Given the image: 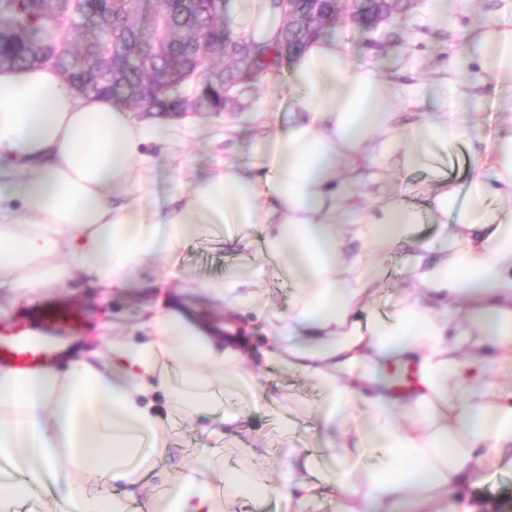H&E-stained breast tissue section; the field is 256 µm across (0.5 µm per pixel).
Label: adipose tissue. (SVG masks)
Returning <instances> with one entry per match:
<instances>
[{
  "label": "adipose tissue",
  "instance_id": "1",
  "mask_svg": "<svg viewBox=\"0 0 512 512\" xmlns=\"http://www.w3.org/2000/svg\"><path fill=\"white\" fill-rule=\"evenodd\" d=\"M226 18L257 43L274 42L282 27L269 0H232ZM472 44L511 113L512 25L483 22ZM277 92L288 123L260 141L253 171L222 163L153 212L144 204L149 176L132 190L125 182L148 138L170 139L171 128L147 130L123 105L80 95L52 64L0 70V312L77 277L124 288L137 268L166 260L207 227L259 228L249 273L203 290L227 308L266 313L267 263L285 256L292 302L274 317L265 357L325 389L324 421L346 439L343 455L326 462L339 512H400L409 496L428 512H450L460 491L512 454V130L484 139L452 107L399 126V86L333 36L293 56ZM460 141L470 150L463 193L435 156ZM392 159L434 173L427 209L383 193L372 207L356 206ZM427 220L448 225L446 256L419 245L410 298L361 322L367 279ZM142 328L145 339L115 340L105 353L74 347L63 370L25 376L0 367V462L15 472L0 478V512L64 470L112 482V496L83 499L82 512H120L153 465L164 399L177 398L191 416L210 406L216 383L228 396L256 388L234 318L219 330L194 323L170 299ZM190 356L203 371L187 369ZM394 366L413 367L417 386L394 390ZM291 454L283 497L308 512L317 497L303 476L310 461ZM365 456L379 464L355 477L352 462ZM268 492L238 471L225 473L220 489L190 476L161 509L214 512L217 494Z\"/></svg>",
  "mask_w": 512,
  "mask_h": 512
}]
</instances>
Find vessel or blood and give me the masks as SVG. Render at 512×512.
<instances>
[{"label": "vessel or blood", "mask_w": 512, "mask_h": 512, "mask_svg": "<svg viewBox=\"0 0 512 512\" xmlns=\"http://www.w3.org/2000/svg\"><path fill=\"white\" fill-rule=\"evenodd\" d=\"M85 320L83 311L62 301L35 306L27 321L0 323V364L38 374L58 363Z\"/></svg>", "instance_id": "vessel-or-blood-1"}]
</instances>
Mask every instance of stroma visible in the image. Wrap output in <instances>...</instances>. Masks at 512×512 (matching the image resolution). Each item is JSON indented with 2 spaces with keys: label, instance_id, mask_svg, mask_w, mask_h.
Wrapping results in <instances>:
<instances>
[{
  "label": "stroma",
  "instance_id": "35a3bbf8",
  "mask_svg": "<svg viewBox=\"0 0 512 512\" xmlns=\"http://www.w3.org/2000/svg\"><path fill=\"white\" fill-rule=\"evenodd\" d=\"M487 19L512 23V0H414L411 7L387 32H372L338 18L332 28L342 33L349 52L359 60L377 61L385 76L406 91L407 103L400 112L401 123L443 109L450 97L444 87L455 89L457 109L467 126L491 133L501 123L492 96V79L477 63L458 71L459 58L470 54L468 35ZM281 103L271 81L246 83L236 104L229 110L198 112L176 121L175 136L167 143L149 141L144 154L151 164L147 204L167 209L171 196L189 189L207 177L217 161L248 162L255 141L264 133L265 113L279 110ZM430 185L425 171L406 172L392 167L383 187H366L358 198L359 207L373 205L379 192L417 202ZM447 230L441 224H418L412 240L393 248L381 280L365 293L368 310H394L414 287L408 270L418 241L439 240ZM257 229L226 226L181 244L172 258L141 268L126 288L103 295L84 281H75L69 301L86 314L76 341L90 348L106 349L111 342L104 324H112L125 336H141V322L148 314L153 293L150 282L165 280L173 296L184 306L188 317L205 322H220L221 314L199 286L219 281L232 273L245 272L256 259ZM262 386L260 393L244 391L226 402V409H245L233 435H222L219 414L205 410L187 417L179 403L168 404L166 421L157 432L166 449L156 462L155 471L145 473L132 504L134 512H156L157 495L179 485L188 467H196L197 477L218 481L231 467L254 466L255 477L264 484L278 485L288 468L289 447L305 448L323 455L341 448L342 437L330 431L316 411L323 390L308 377L283 367L253 366ZM87 495L110 496L112 485L105 476L87 479L80 473L51 482L50 491L20 501L16 512H71L72 487ZM512 497V465L491 466L483 481L467 489L458 499L457 512H482L489 501Z\"/></svg>",
  "mask_w": 512,
  "mask_h": 512
}]
</instances>
